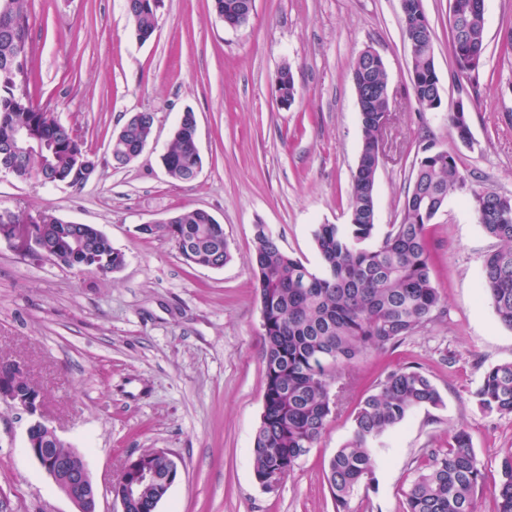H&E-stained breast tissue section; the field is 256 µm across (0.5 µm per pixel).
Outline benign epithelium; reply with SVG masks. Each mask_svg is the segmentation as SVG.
<instances>
[{"instance_id":"1","label":"benign epithelium","mask_w":512,"mask_h":512,"mask_svg":"<svg viewBox=\"0 0 512 512\" xmlns=\"http://www.w3.org/2000/svg\"><path fill=\"white\" fill-rule=\"evenodd\" d=\"M40 146L37 134L28 128L13 132L3 143L4 149L11 153L18 163L22 162L29 152L40 149ZM5 243L21 256H26L36 249L42 258L51 262L56 260L53 248L36 245L34 229L27 224L15 227L13 236L5 240ZM20 376H25V369L17 362L11 361L7 367L0 370V400L11 403L32 417L27 429V454L52 477L56 486L75 504L77 512H96L98 490L87 463L75 452L69 456H59L55 453L52 442L58 441L56 429L43 414L40 395L20 383ZM37 430L48 433L52 442H45L41 447H36L37 441L32 439V435ZM149 454L163 459L164 468H157L154 461L145 458L143 453L127 460L123 467L127 475L121 480L117 496L121 512H137L142 508L146 486L153 488V504L159 505L180 477L178 463L167 450L157 448L149 451Z\"/></svg>"}]
</instances>
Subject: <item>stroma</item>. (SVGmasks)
I'll list each match as a JSON object with an SVG mask.
<instances>
[{"mask_svg": "<svg viewBox=\"0 0 512 512\" xmlns=\"http://www.w3.org/2000/svg\"><path fill=\"white\" fill-rule=\"evenodd\" d=\"M424 6L441 98L432 112L420 111L410 88L401 0H255L239 28L224 24L213 0H164L144 43L126 0H30L33 93L79 127L97 171L77 188L0 172V209L95 225L125 264L101 275L0 243V360L25 368L58 436L84 456L100 489L97 512H120L112 482L129 458L153 448L168 450L181 470L158 512H334L324 472L352 434L356 401L383 369L409 365L427 372L443 403L415 409L384 436L376 483L354 491L350 512H402L428 454L447 450L459 427L484 473L478 512H495L512 415L484 412L473 393L488 367L512 361V329L480 288L497 243L462 194L449 196L429 232L444 316L360 361L343 409L275 492L253 476L264 378L255 227L266 225L284 252L320 270L316 227L349 221L362 140L351 75L359 53L378 51L393 96L375 184L379 233L399 223L426 142L455 155L470 190L512 196V0H485L483 61L465 77L452 55L449 0ZM285 65L298 90L288 109L275 88ZM460 100L469 110L468 146L448 124ZM187 110L197 119L203 166L193 182L175 184L160 156ZM140 111L155 115L153 138L137 160L116 167L112 134ZM195 208L224 227L231 259L223 268L188 264L174 241L138 232ZM446 354L452 364L443 363ZM30 422L0 400V512H76L26 453Z\"/></svg>", "mask_w": 512, "mask_h": 512, "instance_id": "obj_1", "label": "stroma"}]
</instances>
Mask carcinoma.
Returning <instances> with one entry per match:
<instances>
[{
	"mask_svg": "<svg viewBox=\"0 0 512 512\" xmlns=\"http://www.w3.org/2000/svg\"><path fill=\"white\" fill-rule=\"evenodd\" d=\"M163 0H127V12L138 40L148 41L157 26ZM217 14L232 28L249 21L253 0H214ZM452 53L466 50L482 60L485 44V0H450ZM402 30L414 35L411 56L412 95L423 112L435 104L437 74L433 33L423 0H408ZM33 54L29 0H0V142L19 127L36 128L43 143L31 160L14 171L48 178L61 176L70 187L85 184L79 155H89L81 135L54 112L37 102L30 91L28 62ZM355 90L366 92V82L387 83L386 68L359 55L352 65ZM280 99L293 104L295 79L287 65L276 76ZM361 117L360 152L364 163L352 175L349 223L320 224L313 239L322 268L315 272L285 253L263 224L255 227L252 273L261 304L262 358L265 367L264 407L255 432L253 475L261 487L276 471H290L320 439L329 418L337 415L350 390L344 370L373 352H385L424 332L444 314V300L433 278L428 227L444 207L448 195L466 188L450 152L422 155L415 163L414 182L401 210V221L389 225L376 242L375 183L378 167L371 156L378 137V110ZM154 113L137 112L112 134L115 164H128L130 153L152 138ZM448 122L462 142L471 143L468 113L451 112ZM201 161L186 119L176 125L161 162L168 176L180 183L194 180L191 168ZM470 207L477 223L498 247L484 260L481 288L499 320L512 329V196L493 191L473 193ZM25 222L44 242L60 243L71 225L49 211L22 221L0 210V237ZM143 235L190 242L188 263H228L231 255L224 227L210 222L202 209L185 210L174 224H154ZM125 263L122 252L96 227L86 225L80 247L65 250L57 264L76 270L108 274ZM478 406L489 413L512 415V362L488 368L473 393ZM441 395L429 375L418 366L384 373L371 392L356 404L349 441L330 459L325 482L336 509L345 510L354 490L375 482V452L382 438L418 407H437ZM483 472L468 432L459 428L448 450L431 454L405 492L403 512H477V493ZM496 512H512V450L501 461V479L494 489Z\"/></svg>",
	"mask_w": 512,
	"mask_h": 512,
	"instance_id": "cac0c4a2",
	"label": "carcinoma"
}]
</instances>
